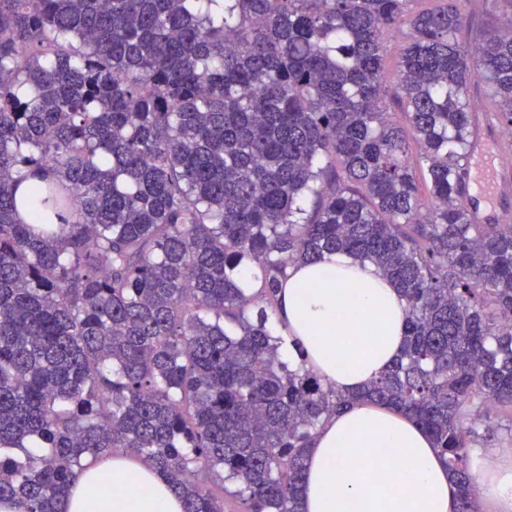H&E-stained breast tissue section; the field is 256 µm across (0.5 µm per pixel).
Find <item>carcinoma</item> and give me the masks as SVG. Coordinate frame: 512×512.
I'll return each instance as SVG.
<instances>
[{
    "instance_id": "obj_1",
    "label": "carcinoma",
    "mask_w": 512,
    "mask_h": 512,
    "mask_svg": "<svg viewBox=\"0 0 512 512\" xmlns=\"http://www.w3.org/2000/svg\"><path fill=\"white\" fill-rule=\"evenodd\" d=\"M412 2L0 0V503L65 512L120 452L184 512H224L213 477L241 512H299L351 398L270 323L290 265L344 253L407 305L361 397L409 412L480 512L477 412L512 413V217L474 223L464 181L472 86L512 129V28L470 49L459 0ZM384 45L386 51V71L389 75L386 84V95L388 101L393 100L397 92L396 70L401 53V41L392 34L384 35Z\"/></svg>"
}]
</instances>
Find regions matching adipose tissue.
Segmentation results:
<instances>
[{
  "label": "adipose tissue",
  "mask_w": 512,
  "mask_h": 512,
  "mask_svg": "<svg viewBox=\"0 0 512 512\" xmlns=\"http://www.w3.org/2000/svg\"><path fill=\"white\" fill-rule=\"evenodd\" d=\"M279 316L289 326L281 352L307 364L324 383L360 392L399 357L406 303L369 264L343 254L289 267ZM378 324V334L367 327ZM480 502L512 512V462L476 461ZM448 463L409 416L360 400L320 427L308 452L301 512H455ZM66 512H183L156 469L123 454L87 468L72 485Z\"/></svg>",
  "instance_id": "obj_1"
}]
</instances>
